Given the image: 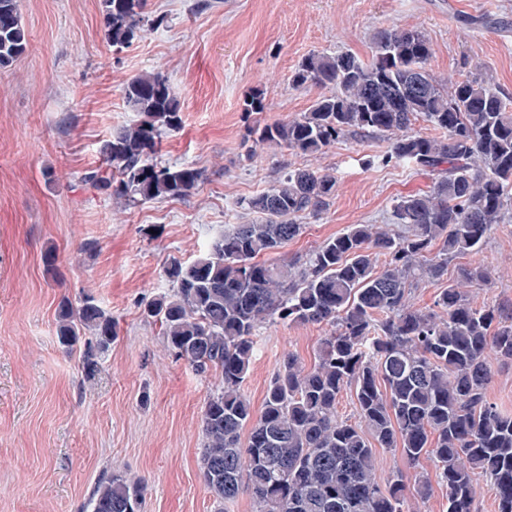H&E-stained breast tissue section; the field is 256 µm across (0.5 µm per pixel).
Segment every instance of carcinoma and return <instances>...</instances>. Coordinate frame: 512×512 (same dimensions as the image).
<instances>
[{"mask_svg":"<svg viewBox=\"0 0 512 512\" xmlns=\"http://www.w3.org/2000/svg\"><path fill=\"white\" fill-rule=\"evenodd\" d=\"M105 35L130 46L164 18L148 0H103ZM28 35L18 0H0V67L23 56ZM433 51L418 28L388 26L373 37L372 58L350 51H313L289 77L296 88H318L311 109L273 123L263 90L243 101L244 142L274 144L313 155L354 133L387 141L369 163H407L433 176L425 193L399 199L393 222L357 224L324 241L306 258L274 263L264 256L296 239L303 215L317 216L336 193V176L288 170L273 188L243 201L258 215L217 235L191 263L171 260V292L145 305L174 354L218 384L201 417L200 469L218 502L248 493L256 512H402L406 478L380 483L375 447L399 448L417 465L429 457L445 489V512H473L475 475L496 490V512H512V413L490 402L497 359L512 362V310L475 307L465 288L487 285L491 273L473 262L428 308L409 300L413 285L448 274V263L482 251L506 221L512 200V97L481 72L446 84L429 72ZM139 120L101 147L106 167L84 174L95 191L137 204L188 196L204 171L153 162L163 132L181 122V104L158 72L123 87ZM437 135L416 132L417 120ZM58 337L79 347L92 376L115 337L112 316L91 296L58 309ZM327 324L315 362L285 357L270 379L264 408L254 416L242 385L264 323ZM351 388L358 420L336 412ZM247 439H242L243 430ZM144 482L114 473L102 480L91 512H140Z\"/></svg>","mask_w":512,"mask_h":512,"instance_id":"1","label":"carcinoma"}]
</instances>
